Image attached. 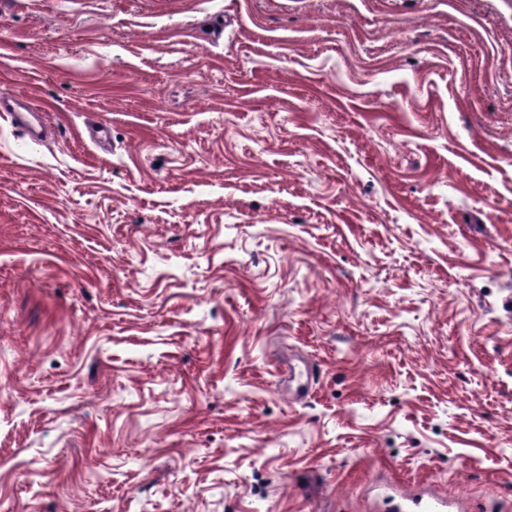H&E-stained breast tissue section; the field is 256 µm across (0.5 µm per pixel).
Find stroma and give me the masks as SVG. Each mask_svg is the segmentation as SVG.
<instances>
[{"label":"stroma","instance_id":"35a3bbf8","mask_svg":"<svg viewBox=\"0 0 512 512\" xmlns=\"http://www.w3.org/2000/svg\"><path fill=\"white\" fill-rule=\"evenodd\" d=\"M15 95L0 512H512V0H0ZM447 500L423 494H403L395 503L398 512H446Z\"/></svg>","mask_w":512,"mask_h":512}]
</instances>
